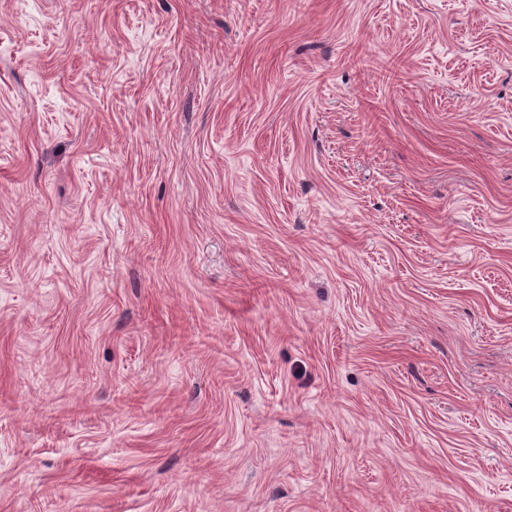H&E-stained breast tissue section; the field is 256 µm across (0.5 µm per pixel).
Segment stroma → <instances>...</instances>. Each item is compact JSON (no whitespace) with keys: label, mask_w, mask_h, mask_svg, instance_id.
Masks as SVG:
<instances>
[{"label":"stroma","mask_w":512,"mask_h":512,"mask_svg":"<svg viewBox=\"0 0 512 512\" xmlns=\"http://www.w3.org/2000/svg\"><path fill=\"white\" fill-rule=\"evenodd\" d=\"M0 512H512V0H0Z\"/></svg>","instance_id":"1"}]
</instances>
